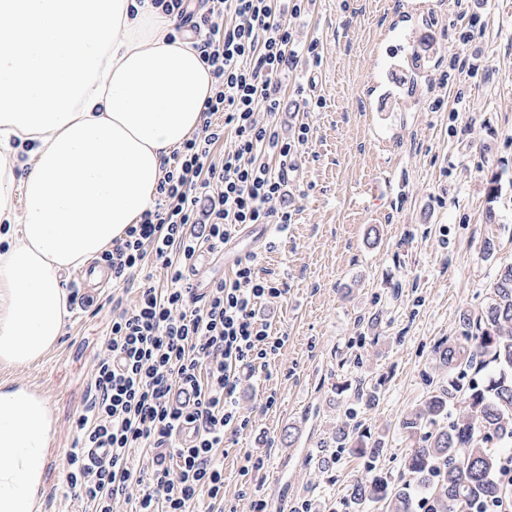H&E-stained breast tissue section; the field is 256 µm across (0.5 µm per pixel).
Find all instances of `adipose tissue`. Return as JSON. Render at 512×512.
Here are the masks:
<instances>
[{"label":"adipose tissue","mask_w":512,"mask_h":512,"mask_svg":"<svg viewBox=\"0 0 512 512\" xmlns=\"http://www.w3.org/2000/svg\"><path fill=\"white\" fill-rule=\"evenodd\" d=\"M151 0H0V366L64 333V278L154 202L162 159L201 124L212 77ZM55 433L0 382V512H31Z\"/></svg>","instance_id":"adipose-tissue-1"}]
</instances>
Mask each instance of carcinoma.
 I'll return each mask as SVG.
<instances>
[{
    "label": "carcinoma",
    "instance_id": "cac0c4a2",
    "mask_svg": "<svg viewBox=\"0 0 512 512\" xmlns=\"http://www.w3.org/2000/svg\"><path fill=\"white\" fill-rule=\"evenodd\" d=\"M435 356L448 382H432L401 427L422 434L406 469L424 489L436 512H465L500 492V453L512 447V262L503 263L480 308L466 309L456 335L440 342ZM336 447L368 455L372 474L358 479L354 505L380 501L386 512H413L411 494L398 490L378 465L380 441L343 421Z\"/></svg>",
    "mask_w": 512,
    "mask_h": 512
}]
</instances>
